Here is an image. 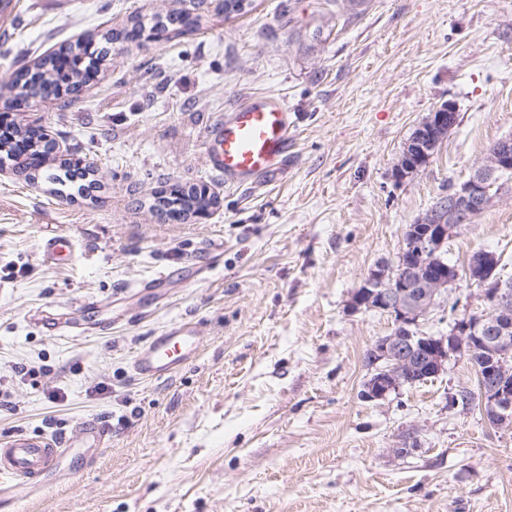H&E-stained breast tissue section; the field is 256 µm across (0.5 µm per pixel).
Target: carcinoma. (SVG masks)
I'll use <instances>...</instances> for the list:
<instances>
[{"label": "carcinoma", "instance_id": "carcinoma-1", "mask_svg": "<svg viewBox=\"0 0 512 512\" xmlns=\"http://www.w3.org/2000/svg\"><path fill=\"white\" fill-rule=\"evenodd\" d=\"M198 20L185 10L166 15V20H145L137 17L126 32L131 40H147L161 35L182 36L195 30ZM93 52L92 40H77L66 48L61 55L45 56L33 69L17 70L11 85L20 89V93L30 98H43L49 95L69 96L80 91L90 72L85 69V59ZM53 145L45 140L39 130L32 127L15 126L13 137H0V154L4 158L27 167L28 160L47 159ZM93 173L88 165L76 160L63 164V174L50 173L47 179L59 184L84 178ZM213 203L206 192L193 187L189 190L173 188L162 198H157L154 209L162 216L186 215L190 212H203Z\"/></svg>", "mask_w": 512, "mask_h": 512}]
</instances>
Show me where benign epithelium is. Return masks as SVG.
Returning <instances> with one entry per match:
<instances>
[{"mask_svg":"<svg viewBox=\"0 0 512 512\" xmlns=\"http://www.w3.org/2000/svg\"><path fill=\"white\" fill-rule=\"evenodd\" d=\"M457 120L456 106L441 104L417 128L406 143L395 167V177L405 179L432 158L442 134ZM512 171V141L507 139L470 177L451 184L420 222L428 230L411 236L393 263L371 268L352 296L351 308L377 310L394 318L395 328L379 337L368 349L370 377L364 398L382 400L399 391L412 376L421 379L439 375L448 361L478 346L493 351L489 362L477 370L478 400L494 426L512 423V291L491 288L493 311L482 318H458L445 336H426L415 331L418 319L436 302L454 280L428 279L422 268L425 256L443 250L454 231L470 221L472 210L492 201L489 190L496 176Z\"/></svg>","mask_w":512,"mask_h":512,"instance_id":"obj_1","label":"benign epithelium"}]
</instances>
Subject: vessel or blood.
<instances>
[{
	"label": "vessel or blood",
	"instance_id": "1",
	"mask_svg": "<svg viewBox=\"0 0 512 512\" xmlns=\"http://www.w3.org/2000/svg\"><path fill=\"white\" fill-rule=\"evenodd\" d=\"M290 118L287 104L271 97H257L236 106L210 125L205 136L204 158L208 168L226 182L242 185L276 175L287 163ZM42 255L48 264L67 260L72 253L64 235L45 237ZM200 328L178 322L161 330L139 350L134 371L151 379H166L191 360L198 349ZM111 435L105 424L81 423L79 440L85 447H103ZM74 440L17 434L0 443V505L22 501L39 489L40 479L56 473Z\"/></svg>",
	"mask_w": 512,
	"mask_h": 512
}]
</instances>
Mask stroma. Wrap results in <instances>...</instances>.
<instances>
[{"label":"stroma","mask_w":512,"mask_h":512,"mask_svg":"<svg viewBox=\"0 0 512 512\" xmlns=\"http://www.w3.org/2000/svg\"><path fill=\"white\" fill-rule=\"evenodd\" d=\"M219 2L197 8L194 32L154 41L106 37L190 0H17L0 19V113L47 130L55 160L96 178L59 189L0 164V441L112 428L68 483L5 512H512V425L459 403L476 390L467 357L366 400L364 353L393 322L350 307L408 225L512 138V0H251L229 16ZM87 37L109 54L67 109L6 88ZM259 95L290 109L289 163L225 183L204 163L205 131ZM449 100L456 125L396 181L405 143ZM174 186L216 202L160 218L155 196ZM54 233L74 260L43 263ZM444 249L460 271L493 252L512 280V183ZM162 274L166 287L142 290ZM488 308L459 281L417 330L444 335ZM45 316L111 328L50 336ZM181 320L201 325L194 360L136 375V352Z\"/></svg>","instance_id":"obj_1"}]
</instances>
